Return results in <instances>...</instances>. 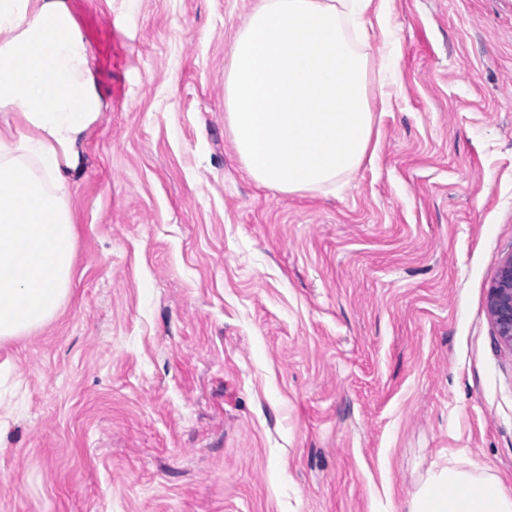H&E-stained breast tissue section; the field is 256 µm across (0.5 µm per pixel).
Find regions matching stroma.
<instances>
[{"label":"stroma","mask_w":512,"mask_h":512,"mask_svg":"<svg viewBox=\"0 0 512 512\" xmlns=\"http://www.w3.org/2000/svg\"><path fill=\"white\" fill-rule=\"evenodd\" d=\"M67 3L102 107L68 297L0 342V512H407L450 460L512 497V0L368 10L370 152L294 194L225 118L255 0ZM487 301L501 344L512 350V255L499 262Z\"/></svg>","instance_id":"stroma-1"}]
</instances>
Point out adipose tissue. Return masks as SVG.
<instances>
[{
	"label": "adipose tissue",
	"mask_w": 512,
	"mask_h": 512,
	"mask_svg": "<svg viewBox=\"0 0 512 512\" xmlns=\"http://www.w3.org/2000/svg\"><path fill=\"white\" fill-rule=\"evenodd\" d=\"M0 340L43 325L69 293L75 233L60 191L97 118L88 48L66 0H0ZM408 512H512L496 478L449 465L429 472Z\"/></svg>",
	"instance_id": "ef3b65f1"
}]
</instances>
